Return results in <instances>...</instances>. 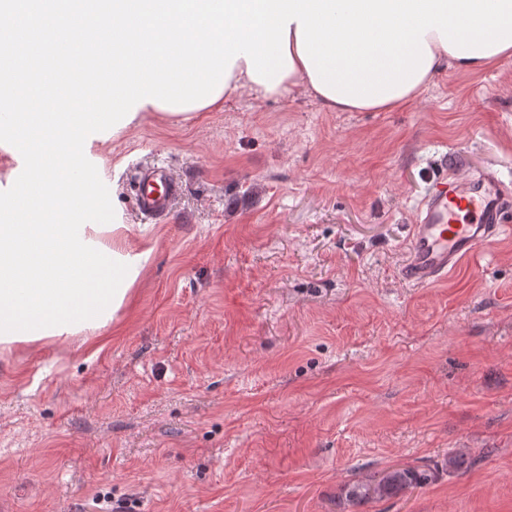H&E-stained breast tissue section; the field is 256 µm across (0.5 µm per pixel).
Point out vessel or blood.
<instances>
[{
    "instance_id": "1",
    "label": "vessel or blood",
    "mask_w": 512,
    "mask_h": 512,
    "mask_svg": "<svg viewBox=\"0 0 512 512\" xmlns=\"http://www.w3.org/2000/svg\"><path fill=\"white\" fill-rule=\"evenodd\" d=\"M181 191V182L166 168H144L135 187L137 209L161 219ZM505 235H512V179L491 167L443 174L417 208L400 277L419 287L432 285L479 261Z\"/></svg>"
}]
</instances>
